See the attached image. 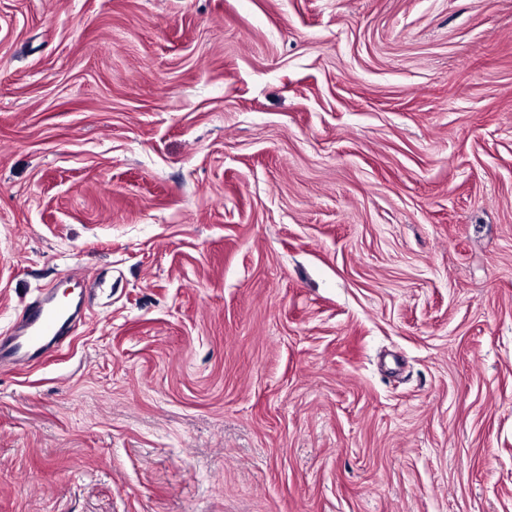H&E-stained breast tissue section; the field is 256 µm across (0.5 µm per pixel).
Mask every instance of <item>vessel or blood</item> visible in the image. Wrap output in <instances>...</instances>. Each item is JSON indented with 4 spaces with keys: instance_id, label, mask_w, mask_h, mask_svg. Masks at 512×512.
Returning <instances> with one entry per match:
<instances>
[{
    "instance_id": "vessel-or-blood-1",
    "label": "vessel or blood",
    "mask_w": 512,
    "mask_h": 512,
    "mask_svg": "<svg viewBox=\"0 0 512 512\" xmlns=\"http://www.w3.org/2000/svg\"><path fill=\"white\" fill-rule=\"evenodd\" d=\"M70 319V312L59 306L53 296L35 302L25 312L21 327L9 345H0V361L27 359L60 336L63 326Z\"/></svg>"
}]
</instances>
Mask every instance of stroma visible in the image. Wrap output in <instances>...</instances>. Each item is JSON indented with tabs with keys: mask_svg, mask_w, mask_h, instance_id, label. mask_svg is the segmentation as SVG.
<instances>
[{
	"mask_svg": "<svg viewBox=\"0 0 512 512\" xmlns=\"http://www.w3.org/2000/svg\"><path fill=\"white\" fill-rule=\"evenodd\" d=\"M0 512H512V0H0ZM71 317V313L59 306L51 295L35 302L25 312L20 330L9 345H0L1 364L6 359L24 360L40 351L48 342L60 336L63 326Z\"/></svg>",
	"mask_w": 512,
	"mask_h": 512,
	"instance_id": "obj_1",
	"label": "stroma"
}]
</instances>
